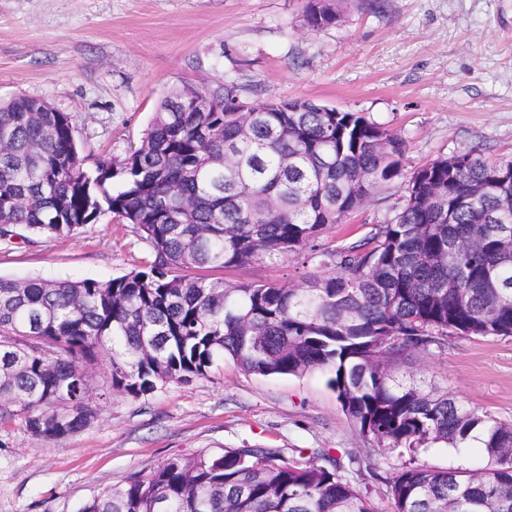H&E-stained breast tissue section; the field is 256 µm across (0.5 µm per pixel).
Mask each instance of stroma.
I'll return each mask as SVG.
<instances>
[{
  "mask_svg": "<svg viewBox=\"0 0 512 512\" xmlns=\"http://www.w3.org/2000/svg\"><path fill=\"white\" fill-rule=\"evenodd\" d=\"M303 0H0V102L38 98L73 115L82 152L120 161L161 98L232 80L241 98L309 99L363 112L406 141V170L470 148L512 160V0H341L342 19L309 30ZM403 182L322 237L365 235L402 200ZM149 250L105 215L79 234L0 245V275L100 282ZM291 258L213 271L216 279L303 286ZM398 372L512 421V338L449 337ZM342 411L326 375L258 376L232 361L148 398L114 395L84 429L52 443L0 425V512H77L103 488L165 461L229 448L314 460L393 512L386 479L402 460ZM418 464L485 468L481 449L436 445Z\"/></svg>",
  "mask_w": 512,
  "mask_h": 512,
  "instance_id": "obj_1",
  "label": "stroma"
}]
</instances>
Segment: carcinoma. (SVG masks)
<instances>
[{"instance_id":"cac0c4a2","label":"carcinoma","mask_w":512,"mask_h":512,"mask_svg":"<svg viewBox=\"0 0 512 512\" xmlns=\"http://www.w3.org/2000/svg\"><path fill=\"white\" fill-rule=\"evenodd\" d=\"M304 17L340 21L332 0H305ZM207 93L162 98L119 164L80 155L70 114L0 104V242L68 237L110 213L151 256L107 282L0 276V424L49 443L113 394L148 398L228 357L260 376L318 370L379 450L487 454L480 470L402 467L394 512H512V424L394 373L448 336L512 337V161L468 149L454 169L437 157L407 175L405 140L360 112L290 99L244 112L234 87ZM397 179L404 199L383 221L318 243ZM290 256L313 265L302 288L204 275ZM78 512L376 510L335 470L238 448L169 459Z\"/></svg>"}]
</instances>
